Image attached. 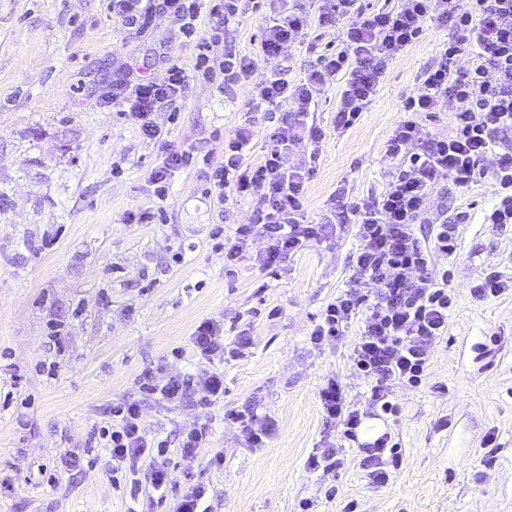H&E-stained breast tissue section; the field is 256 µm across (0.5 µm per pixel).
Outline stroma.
<instances>
[{
  "mask_svg": "<svg viewBox=\"0 0 512 512\" xmlns=\"http://www.w3.org/2000/svg\"><path fill=\"white\" fill-rule=\"evenodd\" d=\"M263 14L226 28L215 56L254 57L255 79L275 64L299 79L317 55L335 49L336 28L312 27L280 59L260 56ZM450 26L430 22L422 39L390 65L371 106L337 129L336 86L322 94L315 119L326 131L305 193L319 216L338 184L349 203L380 195L397 172L385 145L405 99L419 86ZM195 61L194 42L167 16L141 34L112 17L108 0H0V512H173L191 484L207 490L209 512H512V291L494 299L471 289L488 267L512 274V224H488L490 174L458 192L442 183L430 206L462 208L448 270L454 306L436 341L426 382L396 390L399 412L373 408L350 358L360 322L336 343L317 347L309 333L344 291L358 241L354 227L265 269L251 257L228 263L212 238L251 220L253 201L205 198L199 169L176 173L157 198L150 173L170 152L193 148L220 156L225 135L253 122L265 148L267 113L248 109V84L220 89L190 81L176 109L154 114L164 137L145 139L138 123L113 112L104 95L126 67L162 77L164 59ZM150 209L152 224L130 214ZM212 318L224 328V400L187 410L144 406L147 437L169 440V497L147 482L112 483V464L95 433L112 403L141 398L140 378L195 372L192 332ZM338 379L363 419L377 420L401 446L387 484H370L358 443L341 441L319 391ZM257 405L276 429L262 447L245 445L229 410ZM210 426L206 448L184 454L179 437ZM495 437L493 464L483 446ZM341 444V466L308 471L309 454ZM89 458L81 468L66 452ZM223 452L224 465L210 463Z\"/></svg>",
  "mask_w": 512,
  "mask_h": 512,
  "instance_id": "obj_1",
  "label": "stroma"
}]
</instances>
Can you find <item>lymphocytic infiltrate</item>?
<instances>
[{"label":"lymphocytic infiltrate","mask_w":512,"mask_h":512,"mask_svg":"<svg viewBox=\"0 0 512 512\" xmlns=\"http://www.w3.org/2000/svg\"><path fill=\"white\" fill-rule=\"evenodd\" d=\"M265 0H217L210 13L216 17L212 37L197 34L200 0H109V8L125 28L139 32L156 12H163L185 37L197 40L192 69L169 58L166 75L126 72L112 81L107 100L120 115L137 120L142 135L160 137L152 116L181 100L189 79L220 82L224 86L251 80L255 63L247 55L227 52L222 61L210 53L214 38L227 23L260 12ZM452 24L456 35L441 44L433 64L424 72L420 91L403 104V118L386 144L388 158L399 163L398 173L380 197L355 206L351 213L329 211L320 220L308 219L305 186L320 159L326 137L314 120L319 97L337 84L336 126L350 128L376 95L390 64L416 43L429 22ZM341 26L336 51L311 61L299 80L287 68L268 72L257 83L251 99L255 112H274L286 101L294 107L287 118L265 135L266 150L260 162L248 156L257 132L251 124L237 127L224 138L221 161L197 150L168 154L154 168L150 181L158 195H166L176 172L197 163L210 165L209 197L226 193L256 202L250 223L240 224L224 248L225 261L242 259L254 229H261L266 249L258 254L265 267L282 257L305 250L323 239L328 230L353 222L359 241L348 287L327 305L310 332L315 345L338 340L353 320L362 323L351 361L356 375L368 381L370 401L381 411L395 409V386H420L430 364L433 342L448 330L452 298L447 275H436L435 254L457 251V227L468 215L459 211L432 224L429 237H419L418 225L429 223V199L442 182L468 190L482 172L488 153H495L491 176L495 200L486 217L490 224H512V148L495 152L499 135L512 132V0H397L396 6L364 14L359 0H310L302 7L284 0L274 9L260 41L263 56H276L285 45L302 40L312 26ZM457 102L452 131L441 136L426 133L420 116H432L448 102ZM306 161L289 166L294 152ZM147 399L166 406L207 408L224 395V375L217 371L169 377L162 384L145 377ZM323 411L353 440L362 420L347 401L337 379L320 390ZM111 419L98 434L112 460V474L121 477L147 467L154 491L165 493L170 483L167 442L146 440L141 402L113 405ZM361 467L371 484L389 480L398 445L390 434L363 444Z\"/></svg>","instance_id":"obj_1"}]
</instances>
